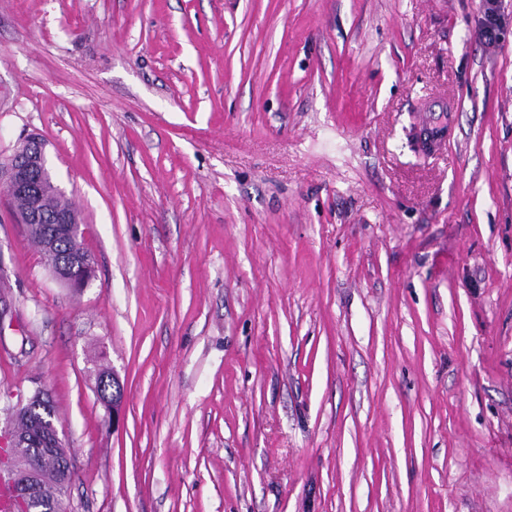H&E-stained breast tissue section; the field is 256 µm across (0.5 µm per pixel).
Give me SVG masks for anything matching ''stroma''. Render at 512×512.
I'll list each match as a JSON object with an SVG mask.
<instances>
[{
  "mask_svg": "<svg viewBox=\"0 0 512 512\" xmlns=\"http://www.w3.org/2000/svg\"><path fill=\"white\" fill-rule=\"evenodd\" d=\"M499 5L0 0V161L43 139L93 259L0 188V407L48 393L69 512H512ZM481 16L480 36L489 45L496 44L502 35L503 24L497 2L482 0L479 3ZM49 249L45 250V255L51 260L52 263L59 262L62 258L64 263H69L70 266H74L77 270H80L82 266L83 257L82 255H88L84 248L75 249L71 241L66 235L59 234L51 241ZM80 251L82 252L80 254ZM63 262H59L57 266L52 269L53 273L62 281L70 284L73 288H83L89 278L85 276H77L73 269H70Z\"/></svg>",
  "mask_w": 512,
  "mask_h": 512,
  "instance_id": "stroma-1",
  "label": "stroma"
}]
</instances>
